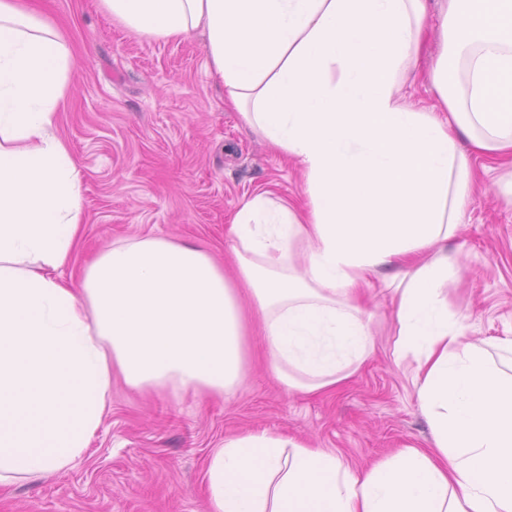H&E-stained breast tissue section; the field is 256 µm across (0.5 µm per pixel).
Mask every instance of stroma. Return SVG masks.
Masks as SVG:
<instances>
[{"label": "stroma", "instance_id": "stroma-1", "mask_svg": "<svg viewBox=\"0 0 512 512\" xmlns=\"http://www.w3.org/2000/svg\"><path fill=\"white\" fill-rule=\"evenodd\" d=\"M62 29L73 63L58 131L84 173V244L72 269L112 242L149 234L206 246L224 260L225 226L241 198L269 188L300 199L299 170L224 107L206 38L156 41L114 20L101 0H34ZM499 170L481 177L467 229L449 239L460 256L451 307L469 316L468 339L512 337V208L497 196ZM375 350L333 394L287 390L247 326L243 386L217 400L138 395L113 382L103 425L84 461L47 480L0 490V512H207L202 469L225 436L265 430L364 465L431 444L410 360L396 358L389 291L366 297Z\"/></svg>", "mask_w": 512, "mask_h": 512}]
</instances>
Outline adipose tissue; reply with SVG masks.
Wrapping results in <instances>:
<instances>
[{
    "label": "adipose tissue",
    "instance_id": "obj_1",
    "mask_svg": "<svg viewBox=\"0 0 512 512\" xmlns=\"http://www.w3.org/2000/svg\"><path fill=\"white\" fill-rule=\"evenodd\" d=\"M102 4L151 38L203 29L225 108L300 169L304 194L243 196L227 226L233 274L151 234L68 280L83 235V172L57 132L71 50L21 0H0V487L83 461L113 380L233 393L246 299L285 388L335 390L374 350L357 294L386 269L431 447L360 469L284 435L228 437L204 462L208 512H512V338L466 341V313L448 306L471 160L512 167V0H438L435 111L406 94L429 0Z\"/></svg>",
    "mask_w": 512,
    "mask_h": 512
}]
</instances>
